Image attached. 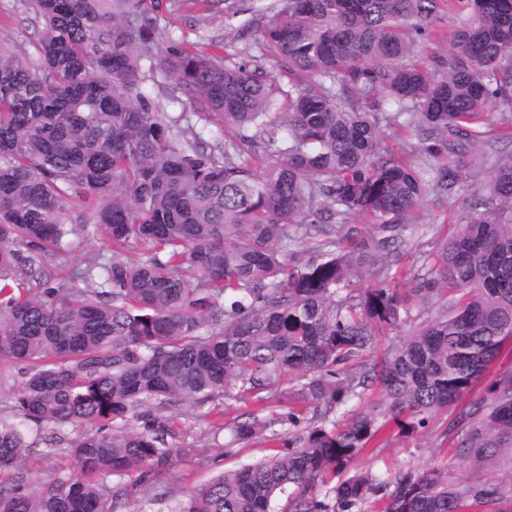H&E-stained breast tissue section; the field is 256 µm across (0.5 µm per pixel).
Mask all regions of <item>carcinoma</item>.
<instances>
[{"label":"carcinoma","instance_id":"cac0c4a2","mask_svg":"<svg viewBox=\"0 0 512 512\" xmlns=\"http://www.w3.org/2000/svg\"><path fill=\"white\" fill-rule=\"evenodd\" d=\"M222 2L262 24L277 70L218 41L159 49L171 0H29L40 63L0 51V359L21 378L16 420H0V512H122L125 476L149 485L170 465L181 409L208 407L217 437L230 403H271L285 372L313 418L288 409L283 451L172 512L512 502V479L352 467L391 425L419 434L457 406L512 339V119L490 118L512 112V0ZM445 13L459 17L453 48L422 54ZM155 73L220 136L185 137L148 89ZM382 121L412 132L408 151L386 145ZM490 142L502 148L474 204L412 289L433 312L374 362L376 331L412 321L392 252L423 199L456 200ZM72 193L115 257L69 260L62 276L44 262L86 230L62 223ZM308 239L314 255L291 249ZM374 383L384 400L337 420ZM81 424L95 430L64 432ZM268 429L254 415L230 426L242 444ZM33 430L55 434L44 456L77 463L38 490L23 465ZM447 434L477 471L512 460V372Z\"/></svg>","mask_w":512,"mask_h":512}]
</instances>
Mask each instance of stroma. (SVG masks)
Wrapping results in <instances>:
<instances>
[{
  "label": "stroma",
  "mask_w": 512,
  "mask_h": 512,
  "mask_svg": "<svg viewBox=\"0 0 512 512\" xmlns=\"http://www.w3.org/2000/svg\"><path fill=\"white\" fill-rule=\"evenodd\" d=\"M243 22V17L232 16L223 7L210 6L205 0H173L158 21V39L163 46L172 40L204 46L209 40L219 39L259 54L260 34L255 30L243 32ZM41 36L42 26L28 9L27 0H0V50L21 51L30 60H37ZM471 198L470 191L465 190L455 203L445 208L436 206L430 198L421 203L416 224L407 232L392 260L393 270L410 273L408 279L402 280V288H414L416 278L429 273L434 251L467 212ZM449 421V416H440L417 437L389 432L383 442L357 456L354 465L363 469L423 470L442 463L458 477H471V469L456 455L454 443L445 433ZM179 424L184 431L180 450L168 470L156 478L157 485L168 487V494L163 500H156L152 491L140 483L138 474L126 476L125 483L132 494L124 512H168L186 490L208 482L219 472L258 461L280 450L278 443L257 439L236 454L224 455L212 446L213 430L201 408L183 410ZM205 446L211 449L210 458L201 465L194 451Z\"/></svg>",
  "instance_id": "obj_1"
}]
</instances>
